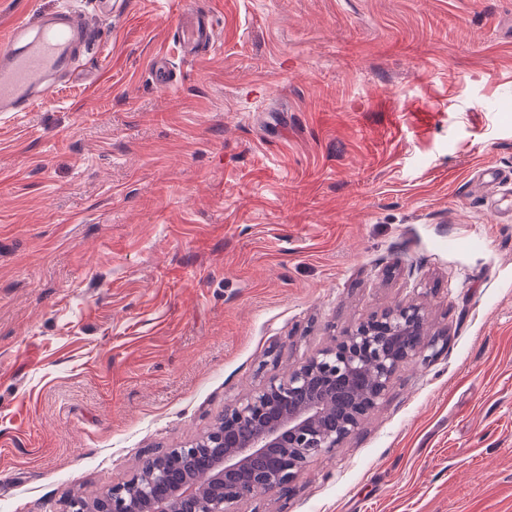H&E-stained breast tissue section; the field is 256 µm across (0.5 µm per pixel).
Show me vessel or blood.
Instances as JSON below:
<instances>
[{
    "label": "vessel or blood",
    "mask_w": 512,
    "mask_h": 512,
    "mask_svg": "<svg viewBox=\"0 0 512 512\" xmlns=\"http://www.w3.org/2000/svg\"><path fill=\"white\" fill-rule=\"evenodd\" d=\"M185 55L209 53L216 42L212 19L184 9L176 30ZM95 33L72 12L46 17L35 29L15 24L10 49L0 55V112H25L47 89L51 76L68 74L77 49L93 42Z\"/></svg>",
    "instance_id": "b4317fda"
}]
</instances>
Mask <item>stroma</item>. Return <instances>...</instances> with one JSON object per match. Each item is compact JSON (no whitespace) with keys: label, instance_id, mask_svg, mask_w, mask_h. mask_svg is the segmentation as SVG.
Here are the masks:
<instances>
[{"label":"stroma","instance_id":"obj_1","mask_svg":"<svg viewBox=\"0 0 512 512\" xmlns=\"http://www.w3.org/2000/svg\"><path fill=\"white\" fill-rule=\"evenodd\" d=\"M64 8L94 46L0 112V512L103 492L408 301L436 356L237 512H512V0H0V50ZM176 35L183 53L190 57L206 55L216 42L213 20L193 8L183 10Z\"/></svg>","mask_w":512,"mask_h":512}]
</instances>
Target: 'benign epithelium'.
Here are the masks:
<instances>
[{"label": "benign epithelium", "instance_id": "7a95c632", "mask_svg": "<svg viewBox=\"0 0 512 512\" xmlns=\"http://www.w3.org/2000/svg\"><path fill=\"white\" fill-rule=\"evenodd\" d=\"M422 307L398 303L359 322L286 376L264 379L224 409L207 432L144 460L99 502L71 497L64 512H234L241 502L293 489L303 469L354 434L388 392L399 367L427 363ZM212 457L202 494L192 480H171L174 459Z\"/></svg>", "mask_w": 512, "mask_h": 512}]
</instances>
